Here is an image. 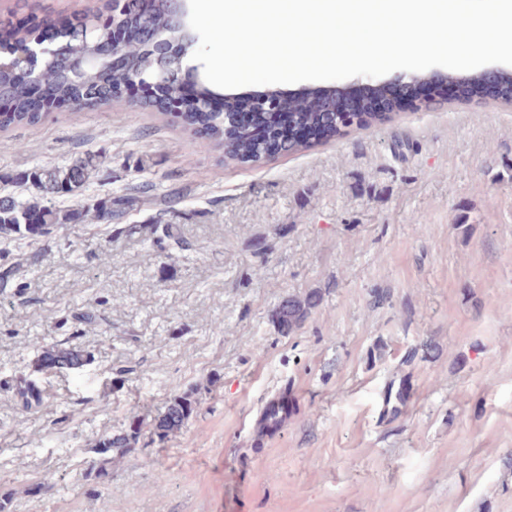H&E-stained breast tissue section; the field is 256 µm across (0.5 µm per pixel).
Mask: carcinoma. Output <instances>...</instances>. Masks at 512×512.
<instances>
[{
    "label": "carcinoma",
    "mask_w": 512,
    "mask_h": 512,
    "mask_svg": "<svg viewBox=\"0 0 512 512\" xmlns=\"http://www.w3.org/2000/svg\"><path fill=\"white\" fill-rule=\"evenodd\" d=\"M124 23L139 29L149 26L158 49L195 42L191 29L181 26L172 16L167 0H131ZM78 27L89 29L91 33L84 37L78 33H63L58 40L56 60L43 65L36 78L29 81L15 74L10 59L19 50L31 52L36 48L41 41L39 29L0 22V49L7 51L0 56V101L8 107V111L0 112V129L33 125L47 118L67 121L81 109L83 101L94 96L107 106L116 101L115 92L122 87L125 76L114 74L110 65L95 58L98 44L112 38V11L97 12L87 8ZM125 53L131 69L141 75L143 81L156 80L157 54L142 44L141 37L126 43ZM183 83L182 77L164 81L161 87L165 89V99L153 101V106L165 115L178 117L196 115L210 105L213 90L203 84L197 95L190 97L185 95ZM313 99L314 96L309 95L297 103L300 122L311 130L330 136L336 134L333 119L325 112L313 110ZM203 116L207 119L206 135L218 143L224 142V113L205 112ZM278 122L277 112L259 113L253 125L236 128L228 144V154L237 162H250ZM103 164L98 155L87 153L64 166L11 175L9 180L30 189L31 195L24 202L11 195L0 196V237L36 241L49 235L58 224H86L91 216L98 223L110 224L114 218L121 217L125 210L112 208L110 198L79 209H61L54 204L57 198L80 191ZM319 300V295L314 292L302 299L288 298L276 312L277 326L283 331H293L303 323ZM34 347L38 353V367L52 368L61 375L78 370L91 360L88 353L69 338L63 343L40 340L34 343ZM17 395L27 409L41 405L45 398L39 384L26 380L18 388ZM194 404L189 394L170 400L164 414L152 426L159 441L166 440L185 425L195 410ZM289 413V406L270 401L260 413L257 431L266 433L278 429L288 419ZM140 430L141 426L137 425L127 432L105 436L95 442L94 448L101 455L95 465L98 475L105 477L112 473V452H121L134 444Z\"/></svg>",
    "instance_id": "1"
}]
</instances>
